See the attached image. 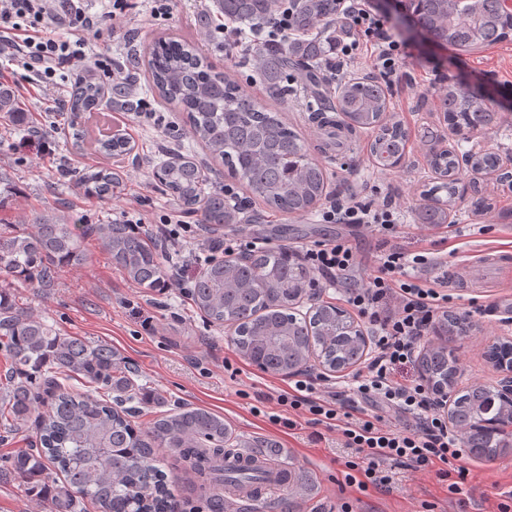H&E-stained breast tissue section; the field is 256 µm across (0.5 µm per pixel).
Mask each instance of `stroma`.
<instances>
[{
    "label": "stroma",
    "mask_w": 512,
    "mask_h": 512,
    "mask_svg": "<svg viewBox=\"0 0 512 512\" xmlns=\"http://www.w3.org/2000/svg\"><path fill=\"white\" fill-rule=\"evenodd\" d=\"M221 21L217 13L202 19L195 0H177L170 18L154 25L144 20L140 9L130 10L129 36L124 40L113 39L111 20H102L100 39L113 64L121 66L136 86L138 97H147L148 73L146 67L133 65L134 56L144 55L158 37L183 35L195 39L216 70L256 100L267 102L264 87L248 80L251 67L225 53L224 36L216 30ZM411 52L402 78L388 90L387 117L407 133L399 166H376L372 134L341 130L333 136L318 127L312 112L315 100L306 90H298L289 100L282 118L324 165L328 191L357 189L375 203L391 202L403 215L401 244L429 250L445 262L451 311L469 318L466 334L446 341L459 368L458 384L492 388L498 376L484 351L512 329L507 325L512 319V182L497 171L477 174L466 167L448 223H419L416 210L437 178L429 164L433 150L452 146L460 152L489 150L502 159L512 158V36L470 55L420 39L412 41ZM76 78V73L63 71L56 86L46 90L29 83L9 57H0V82L19 92L21 107L36 118L47 143L46 151H39L28 143L29 128L13 131L0 121V169L10 173L21 189L19 196L0 206V232L18 230L21 221L46 208L63 211L75 224L120 222L140 213L157 221L180 210V202L153 175L163 146L176 154L192 150L207 185H237L227 167L213 161L193 140L183 115L155 96L149 97L154 115L147 119L121 108L116 98L105 106L113 129L132 140L130 155L107 160L90 147L74 146L68 113L60 104ZM452 81L483 86L501 115L499 124L469 135L450 134L438 101ZM103 164L121 172L123 189L103 201L88 198L77 187L76 175ZM239 235L257 239L263 247L285 244L296 250L343 235L359 255L357 279H367L375 269L377 231L352 233L338 224L319 223L313 213L282 215L252 200L246 202L239 223L214 233L218 239ZM85 249L87 265L61 268L52 288L22 289L23 303L63 335L112 346L137 372L145 394L159 400L163 410L185 403L202 407L223 416L239 445L256 440L275 443L281 450L278 463L288 464L296 475L297 483L287 493L295 512H334L344 502L353 512H419L425 501L437 503L440 512H494L498 489L512 486L510 454L493 462L473 460L472 492L460 504L446 502L432 474L402 473L387 492L344 487L342 449L329 440L308 442L312 426L291 431L270 419L282 411L273 396L287 389L291 376L262 371L245 359L229 330L206 320L183 289L140 287L112 264L94 239L86 240ZM228 362L233 372H225ZM164 470L176 481L181 512H210L195 473L175 461L166 463ZM0 512H48L47 498L10 477L0 481Z\"/></svg>",
    "instance_id": "obj_1"
}]
</instances>
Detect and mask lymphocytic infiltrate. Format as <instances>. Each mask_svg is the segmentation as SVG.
<instances>
[{
	"label": "lymphocytic infiltrate",
	"mask_w": 512,
	"mask_h": 512,
	"mask_svg": "<svg viewBox=\"0 0 512 512\" xmlns=\"http://www.w3.org/2000/svg\"><path fill=\"white\" fill-rule=\"evenodd\" d=\"M344 33L329 43L326 67L331 74L350 73L358 56H365L372 74L383 82L406 65L407 42L394 33L388 18L371 0H339ZM98 16L85 0H0V56L13 58L18 68L35 73L52 85L58 71L93 60L96 70L109 71L103 53L95 49ZM325 224L351 230L376 228L381 233L377 267L367 281L353 274L358 256L347 238L339 237L300 251L299 257L320 278L342 288L346 303L367 324L371 352L347 386L331 390L325 377L301 375L292 391L278 395L288 407L282 423L296 429L299 421L334 432L345 448L344 481L360 490L390 487L398 471L434 472L449 499L464 495L470 474V454L431 387L422 379L398 381L395 375L414 364L417 351L447 313L445 277L425 273L436 263L429 251L408 252L392 244L400 215L391 204L366 200L348 190L328 194L319 211ZM165 250L206 247L209 252H253L256 244L243 238L203 242L183 234L176 214L163 218ZM402 418L403 426H388L385 415Z\"/></svg>",
	"instance_id": "f902f5d3"
}]
</instances>
